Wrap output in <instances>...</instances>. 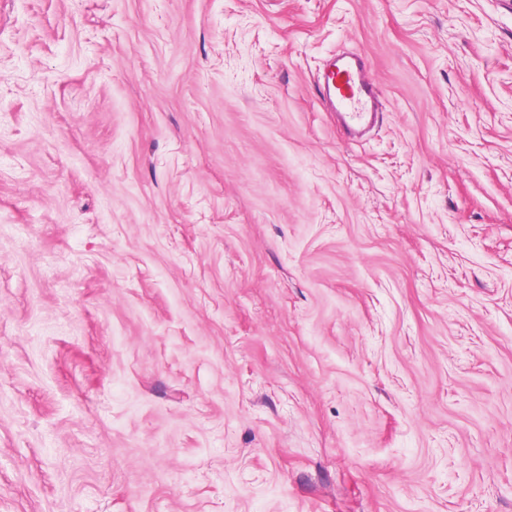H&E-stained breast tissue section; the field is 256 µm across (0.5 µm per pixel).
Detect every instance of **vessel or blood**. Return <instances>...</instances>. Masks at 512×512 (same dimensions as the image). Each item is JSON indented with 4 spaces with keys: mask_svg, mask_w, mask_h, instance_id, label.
<instances>
[{
    "mask_svg": "<svg viewBox=\"0 0 512 512\" xmlns=\"http://www.w3.org/2000/svg\"><path fill=\"white\" fill-rule=\"evenodd\" d=\"M318 92L335 112L345 136L353 137L376 119L379 90L363 56L339 55L322 70Z\"/></svg>",
    "mask_w": 512,
    "mask_h": 512,
    "instance_id": "b4317fda",
    "label": "vessel or blood"
}]
</instances>
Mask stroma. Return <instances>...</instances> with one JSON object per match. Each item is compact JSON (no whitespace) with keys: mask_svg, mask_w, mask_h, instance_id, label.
<instances>
[{"mask_svg":"<svg viewBox=\"0 0 512 512\" xmlns=\"http://www.w3.org/2000/svg\"><path fill=\"white\" fill-rule=\"evenodd\" d=\"M0 512H512V0H0ZM323 101L336 113L346 137H355L372 125L378 114L379 90L361 55H337L317 79Z\"/></svg>","mask_w":512,"mask_h":512,"instance_id":"35a3bbf8","label":"stroma"}]
</instances>
